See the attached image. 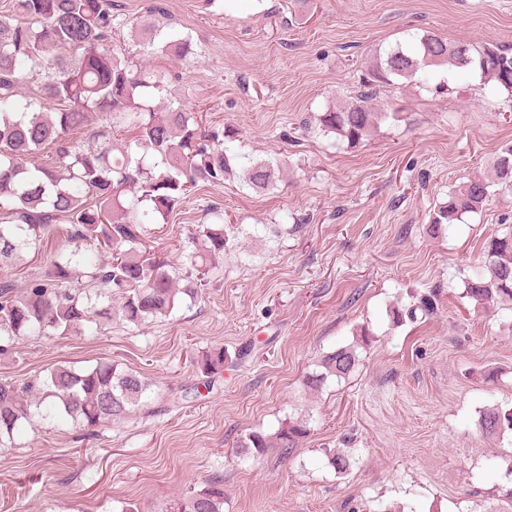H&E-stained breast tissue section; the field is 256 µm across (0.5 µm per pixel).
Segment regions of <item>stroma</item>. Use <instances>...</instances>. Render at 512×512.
Segmentation results:
<instances>
[{"label":"stroma","mask_w":512,"mask_h":512,"mask_svg":"<svg viewBox=\"0 0 512 512\" xmlns=\"http://www.w3.org/2000/svg\"><path fill=\"white\" fill-rule=\"evenodd\" d=\"M153 4L189 36L186 58L128 26ZM112 11L125 20L112 48L164 77L152 105L178 99L282 170L266 190L198 185L151 225L147 247L186 277L212 211L224 213L226 251L191 306L26 336L0 358V379L107 359L150 385L147 406L91 435L25 426L0 448V512H161L214 478L224 512L498 507L512 433L484 436L478 418L512 407V310L479 313L461 293L485 238L512 224V193L492 191L442 233L428 220L461 183L491 177L512 144V97L440 67L431 89H380L389 115L356 146L315 117L354 98L375 52L406 31L512 48V0H112ZM424 297L432 312L418 311ZM347 346L354 372L310 390L321 357ZM216 349L224 367L207 386L197 361ZM298 417L311 427L298 448L240 452L245 435ZM339 451L342 473L328 463Z\"/></svg>","instance_id":"1"}]
</instances>
